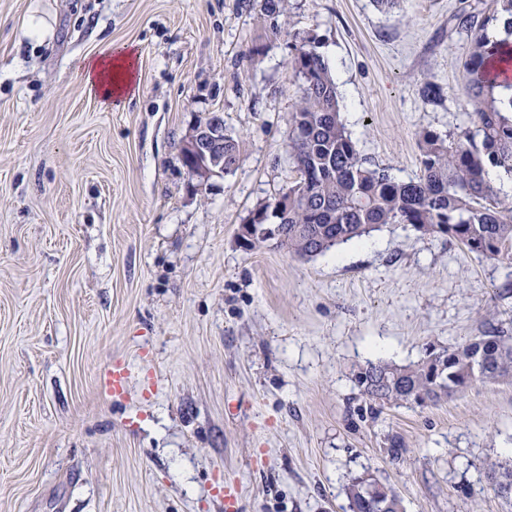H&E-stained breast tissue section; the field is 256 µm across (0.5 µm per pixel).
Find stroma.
Masks as SVG:
<instances>
[{"mask_svg": "<svg viewBox=\"0 0 512 512\" xmlns=\"http://www.w3.org/2000/svg\"><path fill=\"white\" fill-rule=\"evenodd\" d=\"M460 7L0 0V512H224L227 481L238 512H349L364 473L403 512H512L485 475L512 465V381L376 414L354 381L512 330V264L402 224L310 260L240 238L298 177L294 33L319 36L361 155L408 181L419 132L473 126ZM111 44L140 88L108 106L79 65ZM214 112L240 160L197 190L181 145Z\"/></svg>", "mask_w": 512, "mask_h": 512, "instance_id": "35a3bbf8", "label": "stroma"}]
</instances>
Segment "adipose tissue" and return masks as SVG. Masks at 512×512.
Here are the masks:
<instances>
[{"label":"adipose tissue","instance_id":"adipose-tissue-1","mask_svg":"<svg viewBox=\"0 0 512 512\" xmlns=\"http://www.w3.org/2000/svg\"><path fill=\"white\" fill-rule=\"evenodd\" d=\"M135 64V47L121 45L96 56L84 57L81 72L90 90L104 101H116L136 92Z\"/></svg>","mask_w":512,"mask_h":512}]
</instances>
